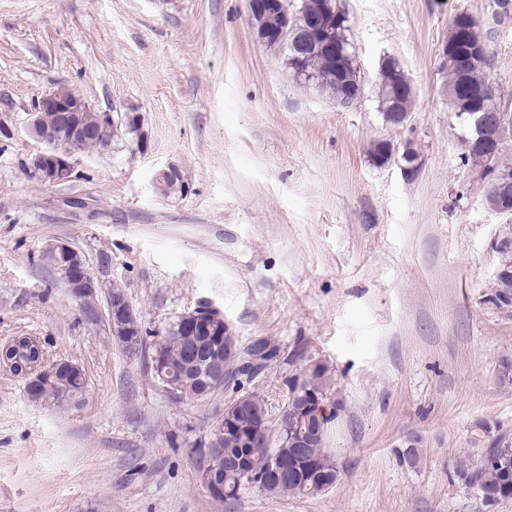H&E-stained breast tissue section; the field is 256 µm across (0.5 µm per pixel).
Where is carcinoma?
I'll return each instance as SVG.
<instances>
[{
    "instance_id": "cac0c4a2",
    "label": "carcinoma",
    "mask_w": 512,
    "mask_h": 512,
    "mask_svg": "<svg viewBox=\"0 0 512 512\" xmlns=\"http://www.w3.org/2000/svg\"><path fill=\"white\" fill-rule=\"evenodd\" d=\"M288 7V35L280 42H269V46L287 50L286 64L294 77L308 85H314L328 91L336 103L350 108L360 99L361 94H347L349 86L361 85L359 71L355 65L352 51H347L341 59H335L315 46L306 47L296 55L292 49L293 35L308 36V22L315 18H326L333 26L334 37L340 42L348 41L346 32L348 20L345 12L337 8L336 0H283ZM475 19L466 14L456 15L452 22L447 44L453 49L456 62H446L448 70V97L455 110V116L466 123L467 133L463 138L461 160L465 164L489 161L499 171L512 173V160L505 157L503 150L492 156L472 148L474 129L469 124V112L473 111L471 92L475 88L493 90L487 79L489 65L487 41L491 34H482L474 28ZM377 98L384 121L398 126L395 114L410 112L415 104V93L411 83L405 77L396 59L388 58L380 67ZM224 348L210 336L190 335L180 325L170 323L159 334L151 346L149 356L157 355L165 359L168 381L155 375L157 383H170L181 387L184 396L180 401L188 402L208 397L212 390L197 381L199 367L213 357L215 348ZM330 378L327 368L313 363L295 377V386L288 387V416L297 418L294 431L305 428L317 430V436L307 449L310 465L299 469L297 477L275 478L272 467L274 456L282 452L280 448H261L254 456V471L263 477L241 479L237 475L226 473L227 457L219 455L203 456L208 467L224 475V493L216 495L220 500H237L249 489L270 494H283L298 497L317 495L333 486L339 477V471L325 448L327 424L330 419L318 418L314 411L302 410L311 395L331 400ZM86 386L71 373L56 374L39 387L27 390L29 398L35 401H52L56 404L79 405L85 400ZM507 467H485L476 463L460 471L461 479L468 486L478 483L482 499L497 503L512 498V452Z\"/></svg>"
}]
</instances>
